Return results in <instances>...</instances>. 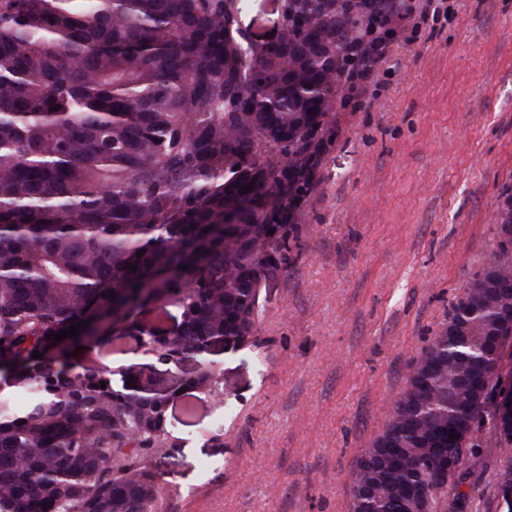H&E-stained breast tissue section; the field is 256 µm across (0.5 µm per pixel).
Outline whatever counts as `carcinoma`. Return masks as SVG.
<instances>
[{"instance_id":"cac0c4a2","label":"carcinoma","mask_w":512,"mask_h":512,"mask_svg":"<svg viewBox=\"0 0 512 512\" xmlns=\"http://www.w3.org/2000/svg\"><path fill=\"white\" fill-rule=\"evenodd\" d=\"M285 5L288 51L272 53L243 25L248 0H0V512H154L172 395L98 363L74 374L75 348H111L117 321L171 370L197 360L184 398L218 391L214 340L253 336L258 270L288 264L351 56L371 54L393 0ZM499 219L361 456L352 512H440L433 471L474 448L512 339L511 201ZM171 308L175 328L138 320ZM495 427L511 447V392Z\"/></svg>"}]
</instances>
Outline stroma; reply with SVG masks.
Here are the masks:
<instances>
[{
  "label": "stroma",
  "mask_w": 512,
  "mask_h": 512,
  "mask_svg": "<svg viewBox=\"0 0 512 512\" xmlns=\"http://www.w3.org/2000/svg\"><path fill=\"white\" fill-rule=\"evenodd\" d=\"M337 100L251 343L215 348L221 398L175 401L155 512H351L357 463L498 240L512 198V0H444ZM116 384L150 359L115 337ZM446 512H507L491 412Z\"/></svg>",
  "instance_id": "obj_1"
}]
</instances>
